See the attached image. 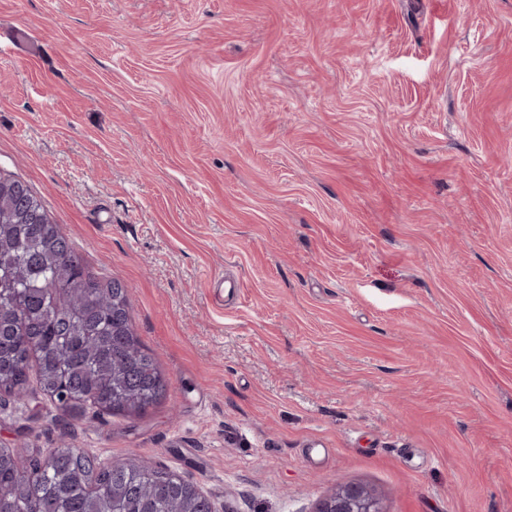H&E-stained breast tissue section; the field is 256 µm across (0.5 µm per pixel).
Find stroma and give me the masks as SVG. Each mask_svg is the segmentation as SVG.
I'll return each instance as SVG.
<instances>
[{"label":"stroma","mask_w":512,"mask_h":512,"mask_svg":"<svg viewBox=\"0 0 512 512\" xmlns=\"http://www.w3.org/2000/svg\"><path fill=\"white\" fill-rule=\"evenodd\" d=\"M0 174L127 288L140 417L0 408L213 512H512V0H0ZM317 512H383L376 493L361 484L346 483L326 498Z\"/></svg>","instance_id":"stroma-1"}]
</instances>
